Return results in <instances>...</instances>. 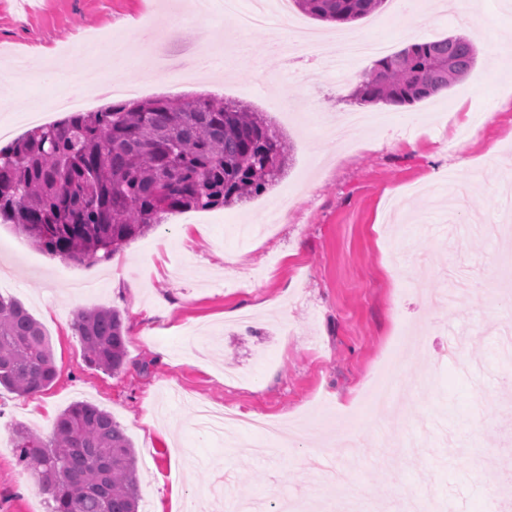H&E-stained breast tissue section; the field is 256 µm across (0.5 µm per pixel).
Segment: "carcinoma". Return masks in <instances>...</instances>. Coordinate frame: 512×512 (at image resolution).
Instances as JSON below:
<instances>
[{"label":"carcinoma","instance_id":"cac0c4a2","mask_svg":"<svg viewBox=\"0 0 512 512\" xmlns=\"http://www.w3.org/2000/svg\"><path fill=\"white\" fill-rule=\"evenodd\" d=\"M294 2L339 28L385 0ZM477 56L465 37L416 42L377 59L352 97L411 105L462 80ZM287 159L279 131L239 101L154 98L74 112L0 148V223L48 254L106 259L165 214L223 208L264 192ZM73 327L92 366L123 371L119 311H81ZM55 377L41 323L20 301L0 296V386L30 395ZM14 435L18 459L48 495L50 512H139L136 454L105 410L77 402L58 416L50 438L24 428Z\"/></svg>","mask_w":512,"mask_h":512}]
</instances>
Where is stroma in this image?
<instances>
[{"label": "stroma", "instance_id": "1", "mask_svg": "<svg viewBox=\"0 0 512 512\" xmlns=\"http://www.w3.org/2000/svg\"><path fill=\"white\" fill-rule=\"evenodd\" d=\"M182 0H0V62L32 48L77 49L92 35L128 47L129 83L139 97L206 94L248 104L275 122L289 146L284 176L261 196L224 208L167 215L110 259L76 262L35 247L0 224V266L13 275L0 295L24 303L42 324L57 366L47 389L28 396L0 387V512H48L13 447L21 424L50 436L60 413L88 401L111 413L139 465L141 512H164L172 484L206 512L216 470L239 499L316 495L309 461L328 450L346 488L372 490V505H398L428 486L454 512H486L490 490L512 460V365L498 330L512 322V297L498 294L495 257L512 238L478 233L494 207L512 210V54L496 35L512 34V0H469L471 24L434 5L409 32L393 0L350 25L393 50L449 35L471 39L476 66L456 85L406 106L376 105L389 126L360 131L336 146L320 132L345 112L362 111L351 92L367 72L361 59L339 76L283 70L265 52L269 30L251 31L236 75L184 82L200 29L234 48L237 24L213 0L208 24L182 19L157 59L151 38ZM163 64L158 86L141 78ZM316 105L309 117L281 110L282 97ZM487 113L474 128L464 112ZM285 223L241 237L273 206ZM189 236H182V228ZM119 310L128 364L111 375L89 366L72 313ZM402 363L409 402L396 425L378 424L363 396L389 347ZM230 407L280 425L315 419L262 458L249 427L239 444L197 428L196 403Z\"/></svg>", "mask_w": 512, "mask_h": 512}]
</instances>
